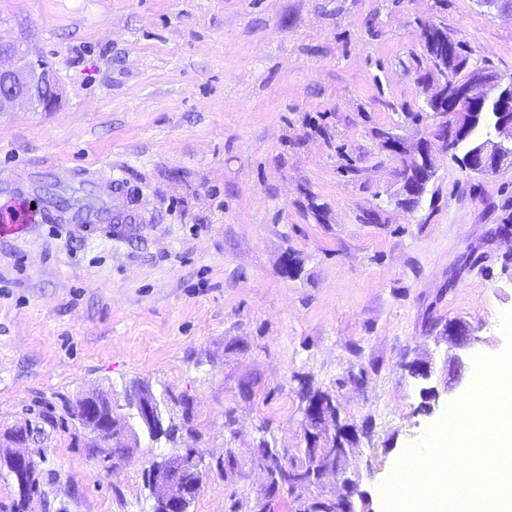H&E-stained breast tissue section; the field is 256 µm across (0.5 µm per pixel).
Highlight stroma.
<instances>
[{
	"instance_id": "obj_1",
	"label": "stroma",
	"mask_w": 512,
	"mask_h": 512,
	"mask_svg": "<svg viewBox=\"0 0 512 512\" xmlns=\"http://www.w3.org/2000/svg\"><path fill=\"white\" fill-rule=\"evenodd\" d=\"M430 27L512 78V9L478 0H0V34L59 93L0 113V189L114 197L89 228L45 205L0 233V430L37 427L45 512H151L145 468L189 449L240 460L231 480L210 469L191 512L254 501L257 441L302 443L303 381L356 426L353 469L385 512L403 449L470 389L476 357L506 350L512 312V165L477 176L436 140ZM383 132L432 142L415 210L394 199ZM453 319L473 344L448 343ZM140 382L164 421L188 401L194 431L104 459L63 406H121Z\"/></svg>"
}]
</instances>
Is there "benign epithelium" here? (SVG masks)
Masks as SVG:
<instances>
[{
  "label": "benign epithelium",
  "mask_w": 512,
  "mask_h": 512,
  "mask_svg": "<svg viewBox=\"0 0 512 512\" xmlns=\"http://www.w3.org/2000/svg\"><path fill=\"white\" fill-rule=\"evenodd\" d=\"M435 55L433 68L420 77V84L428 92L426 102L453 117L443 149L459 157L476 175H489L499 170L502 164L512 160V80L479 64L458 66L449 41L437 43ZM46 88H56L54 76L46 64L23 49L20 41L0 35V112H10L19 106L34 110L50 107L57 96L43 98ZM380 139L383 148L400 161V192H406L411 168L420 166L429 172L433 170L426 140L408 147L388 133L380 135ZM448 341L466 347L475 341V336L463 321H450ZM408 372L417 380L427 381L432 376L431 364L417 359L408 365ZM98 409V396L85 397L82 414L91 417L99 430L112 431V417L96 414ZM138 418L146 429L160 425L158 408L151 400L141 401ZM301 428L310 443L311 455H334L336 464L331 468L297 473L290 487L319 484L334 477L340 480L342 489L336 499L338 512H373L369 493L361 489L358 480L348 476L357 429L342 421L335 405L323 399L313 401L304 409ZM155 468V491L164 500L166 512H184L183 497L177 488L180 472L158 462Z\"/></svg>",
  "instance_id": "obj_1"
}]
</instances>
